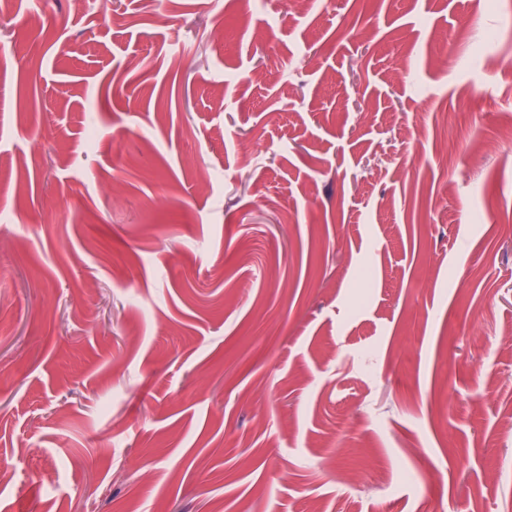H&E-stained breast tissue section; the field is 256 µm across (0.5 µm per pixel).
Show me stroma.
<instances>
[{
  "label": "stroma",
  "mask_w": 512,
  "mask_h": 512,
  "mask_svg": "<svg viewBox=\"0 0 512 512\" xmlns=\"http://www.w3.org/2000/svg\"><path fill=\"white\" fill-rule=\"evenodd\" d=\"M38 4L0 512H512V0Z\"/></svg>",
  "instance_id": "1"
}]
</instances>
